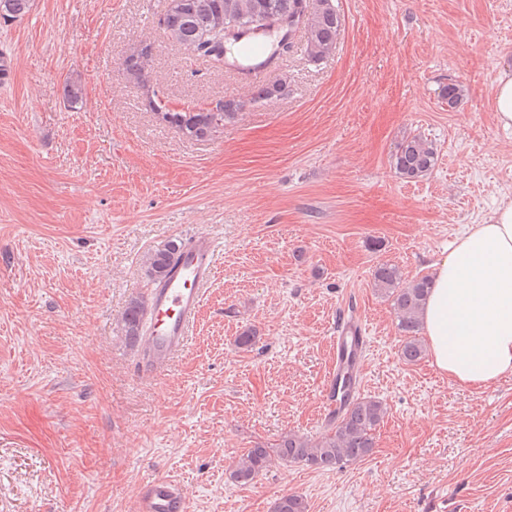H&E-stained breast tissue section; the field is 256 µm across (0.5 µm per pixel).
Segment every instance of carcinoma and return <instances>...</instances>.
I'll return each instance as SVG.
<instances>
[{
  "instance_id": "cac0c4a2",
  "label": "carcinoma",
  "mask_w": 512,
  "mask_h": 512,
  "mask_svg": "<svg viewBox=\"0 0 512 512\" xmlns=\"http://www.w3.org/2000/svg\"><path fill=\"white\" fill-rule=\"evenodd\" d=\"M32 0H0V19L13 20L25 16ZM297 0H165L157 24L166 37L188 53L208 58L214 64L224 65V44H233L241 35L252 32L250 24L260 15L285 16L296 10ZM341 21L332 0H313L299 29L304 34V52L312 62H319L336 48ZM153 45L147 43L137 54L127 56L122 64L126 75L145 89L146 106L152 112L164 114V122L177 128L191 140L211 136L224 122L235 119L247 102L228 98L216 101L215 108L208 103L184 106L177 110L170 106L164 94L147 85L146 67L152 57ZM288 88L287 79L256 86L251 101L268 100L282 95ZM465 95L463 85L450 82L443 86L440 97L448 110L457 109ZM438 156L431 142L420 135L403 138L391 154V167L396 176L406 182H416L430 174ZM176 245L156 251L147 258L149 276L161 279L168 273L169 260ZM373 282L391 299L398 328L405 340L402 358L414 363L425 354L424 345L417 338L422 325V309L431 288L432 279L424 276L405 282L400 268L382 263L373 273ZM145 304L134 299L125 309L122 321L126 338L131 343L139 340ZM386 408L375 399L354 396L342 414L330 421L329 429L317 438L288 433L272 447L258 445L249 448L233 466L232 476L239 483H249L266 470L273 460L298 463L318 470L361 461L374 448V431L383 419ZM273 512H307L304 499L296 494H284L274 503Z\"/></svg>"
}]
</instances>
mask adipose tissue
<instances>
[{
    "label": "adipose tissue",
    "instance_id": "1",
    "mask_svg": "<svg viewBox=\"0 0 512 512\" xmlns=\"http://www.w3.org/2000/svg\"><path fill=\"white\" fill-rule=\"evenodd\" d=\"M423 313L434 366L488 387L512 373V202L471 227L434 263Z\"/></svg>",
    "mask_w": 512,
    "mask_h": 512
}]
</instances>
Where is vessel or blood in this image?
<instances>
[{"instance_id":"obj_1","label":"vessel or blood","mask_w":512,"mask_h":512,"mask_svg":"<svg viewBox=\"0 0 512 512\" xmlns=\"http://www.w3.org/2000/svg\"><path fill=\"white\" fill-rule=\"evenodd\" d=\"M239 44L243 56L251 62L249 79L262 82L269 69L264 45L245 37ZM218 254L215 237L206 231L189 234L172 254L168 274L152 286L147 296L148 324L135 360L140 377L151 379L168 371L186 350L203 297L212 283ZM354 339L358 340L360 349L352 361V369L362 373L364 350L370 339L360 318L354 316L336 325L334 345L338 359L325 381V391H332L341 371L339 356ZM135 512H189V496L175 480L157 476L138 490Z\"/></svg>"}]
</instances>
